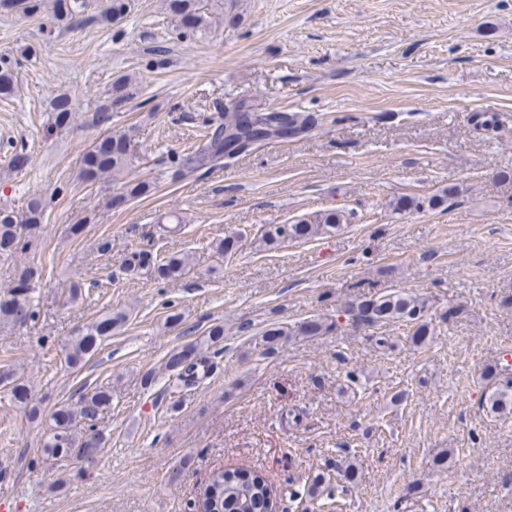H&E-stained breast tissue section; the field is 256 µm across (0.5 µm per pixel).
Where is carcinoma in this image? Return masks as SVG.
Instances as JSON below:
<instances>
[{"mask_svg": "<svg viewBox=\"0 0 512 512\" xmlns=\"http://www.w3.org/2000/svg\"><path fill=\"white\" fill-rule=\"evenodd\" d=\"M165 8L184 31L191 34L205 30L218 16V9L201 5V0H164ZM89 0H0V9L19 10L35 16L45 15L54 22L75 29L90 17L85 15ZM126 4L113 0L97 17L107 25L119 21ZM14 69L9 62L0 59V95L10 96L15 90ZM133 76L123 74L112 81L110 100L97 109V123L110 119L112 110L127 103L133 96ZM56 112L55 125L65 127L74 112L72 98L62 93L52 101ZM313 118L305 112H282L264 108L254 99L241 96L229 105L224 122L214 130L201 134V144L185 160L186 171L191 173L203 166L230 164L241 155L243 141L270 143L283 137H298L313 126ZM131 139L126 134L105 131L83 154L77 179L82 183L98 181H123V198H137L148 192L144 182L125 180ZM455 187L421 199L413 195H401L392 203V211L406 214L426 207L434 209L453 196ZM44 208L42 201L31 198L26 207L15 210L0 207V256L11 258L36 240L42 229ZM348 223L346 212L331 208L310 214L292 224H267L258 239V246L274 249L286 242L307 240L340 231ZM192 261L187 253H177L158 258L146 249L135 247L127 252L122 270L132 279L171 280L191 271ZM41 272L25 267L16 275L13 288L0 296V329H13L32 322L36 317L38 302L34 296V282ZM429 300L404 290L380 293H364L348 303L343 310L348 320L356 326L386 327L396 324L409 326L407 339L415 347H423L432 340L431 322L425 318ZM129 316L124 311H107L94 321L77 329L68 337L64 349L69 368L77 371L101 350L105 342L118 334ZM335 328V323L321 318L302 322L294 329L271 324L263 331L262 354L274 355L294 336H324ZM224 340V323L212 324L200 339L169 352L165 371L177 392L192 389L201 383L198 368L207 363V350ZM494 389L486 395L489 412L503 414L512 411V367L502 364L490 372ZM0 387L7 390L11 400L32 421L46 422L43 452L52 459L72 460L84 470L96 464L106 447V437L97 427L100 419L112 410V391L101 387L79 388V396L73 403H57L50 413H45L43 399H37L24 376L10 365L0 366ZM336 473L353 483L359 477L356 457H344L336 461ZM204 512H272L274 494L265 478L256 471L245 468L219 470L212 474L199 494Z\"/></svg>", "mask_w": 512, "mask_h": 512, "instance_id": "obj_1", "label": "carcinoma"}]
</instances>
